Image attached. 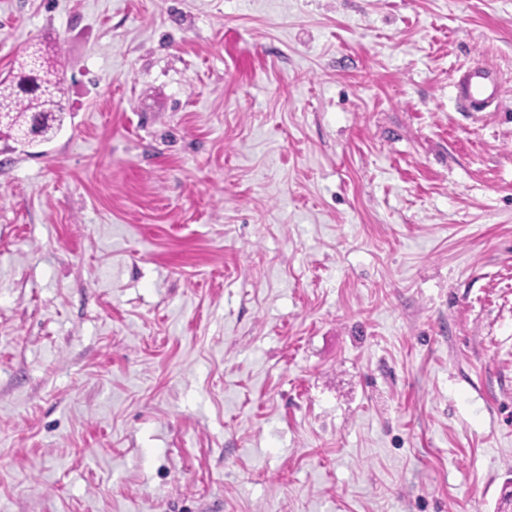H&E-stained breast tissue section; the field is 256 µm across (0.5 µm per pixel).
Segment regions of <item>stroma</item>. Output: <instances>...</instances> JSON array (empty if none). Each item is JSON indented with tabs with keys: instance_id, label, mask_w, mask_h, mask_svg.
Wrapping results in <instances>:
<instances>
[{
	"instance_id": "1",
	"label": "stroma",
	"mask_w": 512,
	"mask_h": 512,
	"mask_svg": "<svg viewBox=\"0 0 512 512\" xmlns=\"http://www.w3.org/2000/svg\"><path fill=\"white\" fill-rule=\"evenodd\" d=\"M37 43L67 110L0 137V512H496L512 0H0V78ZM459 103L484 110L496 99L498 85L487 71L470 68L461 72L455 82Z\"/></svg>"
}]
</instances>
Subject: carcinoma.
<instances>
[{
	"label": "carcinoma",
	"instance_id": "1",
	"mask_svg": "<svg viewBox=\"0 0 512 512\" xmlns=\"http://www.w3.org/2000/svg\"><path fill=\"white\" fill-rule=\"evenodd\" d=\"M38 61V77H30L21 59L0 79V136L22 143L29 132L37 133L38 142L50 141L63 123L64 80L53 56L39 47L32 51Z\"/></svg>",
	"mask_w": 512,
	"mask_h": 512
}]
</instances>
